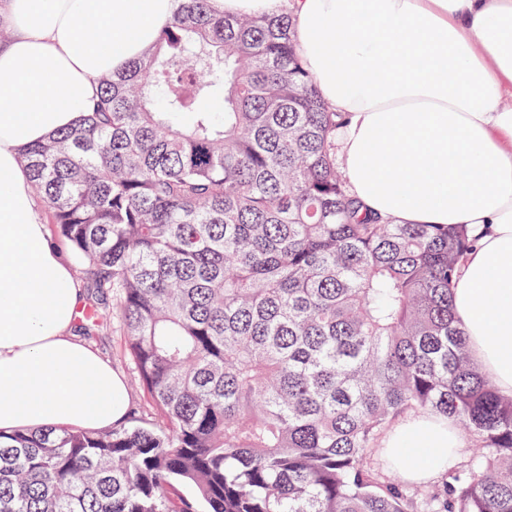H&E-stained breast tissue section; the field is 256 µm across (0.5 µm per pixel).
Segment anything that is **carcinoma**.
<instances>
[{"label":"carcinoma","instance_id":"cac0c4a2","mask_svg":"<svg viewBox=\"0 0 512 512\" xmlns=\"http://www.w3.org/2000/svg\"><path fill=\"white\" fill-rule=\"evenodd\" d=\"M342 125L289 9L181 0L24 152L91 324L119 323L165 426L0 432V512H512V398L453 309L472 231L368 213L336 167ZM422 414L482 451L409 491L372 460ZM288 0H210L218 14L262 16L280 9Z\"/></svg>","mask_w":512,"mask_h":512}]
</instances>
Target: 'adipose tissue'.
<instances>
[{
	"mask_svg": "<svg viewBox=\"0 0 512 512\" xmlns=\"http://www.w3.org/2000/svg\"><path fill=\"white\" fill-rule=\"evenodd\" d=\"M180 0H0V431L121 423L127 389L76 331L85 294L21 163L70 126L99 78L156 41ZM224 15L289 6L295 45L345 117L350 192L400 224H466L453 290L475 368L512 396V0H210ZM91 28L94 38L80 36ZM452 419L399 422L387 467L428 482L459 461Z\"/></svg>",
	"mask_w": 512,
	"mask_h": 512,
	"instance_id": "obj_1",
	"label": "adipose tissue"
}]
</instances>
